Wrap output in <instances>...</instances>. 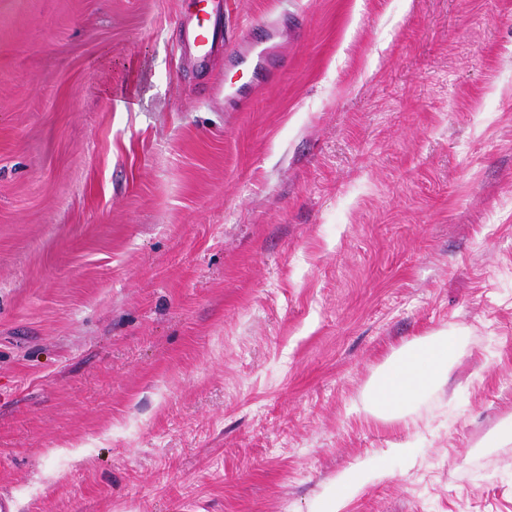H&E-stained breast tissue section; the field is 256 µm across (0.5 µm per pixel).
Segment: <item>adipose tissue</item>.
I'll return each instance as SVG.
<instances>
[{"mask_svg": "<svg viewBox=\"0 0 512 512\" xmlns=\"http://www.w3.org/2000/svg\"><path fill=\"white\" fill-rule=\"evenodd\" d=\"M454 336L440 331L406 342L370 380L365 407L372 418L392 425L402 421L418 397L447 385L457 363ZM383 469L360 465L338 473L315 501L314 512H343L366 484L384 477Z\"/></svg>", "mask_w": 512, "mask_h": 512, "instance_id": "adipose-tissue-1", "label": "adipose tissue"}]
</instances>
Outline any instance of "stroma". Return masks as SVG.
Returning <instances> with one entry per match:
<instances>
[{
    "label": "stroma",
    "instance_id": "35a3bbf8",
    "mask_svg": "<svg viewBox=\"0 0 512 512\" xmlns=\"http://www.w3.org/2000/svg\"><path fill=\"white\" fill-rule=\"evenodd\" d=\"M0 0V495L12 512H512V0ZM279 19L242 108L208 94ZM458 341L396 425L365 389ZM396 443L414 460L385 458ZM214 1L216 0H191L195 11L186 16L183 23L186 47L201 62L212 57L217 42L216 21L212 22ZM457 351L456 338L448 335V331L406 342L370 380L366 410L383 424L402 421L415 399L448 384L457 363ZM512 443V415L503 417L477 446L478 448H500ZM385 475L386 471L383 469L368 465L355 466L338 473L316 499L313 512H342L348 500L366 484Z\"/></svg>",
    "mask_w": 512,
    "mask_h": 512
}]
</instances>
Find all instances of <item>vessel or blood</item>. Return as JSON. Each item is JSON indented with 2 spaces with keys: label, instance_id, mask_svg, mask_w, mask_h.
<instances>
[{
  "label": "vessel or blood",
  "instance_id": "1",
  "mask_svg": "<svg viewBox=\"0 0 512 512\" xmlns=\"http://www.w3.org/2000/svg\"><path fill=\"white\" fill-rule=\"evenodd\" d=\"M195 10L186 16L183 23V35L186 46L199 60L212 57L217 42L216 25L212 21L214 0H192ZM265 38L259 42H245L234 57L225 62L228 72L236 74L237 79L224 85L226 101L237 104L246 101L257 86L255 73L270 77L271 71L266 65L267 59L275 50V41L280 35L277 22L264 25Z\"/></svg>",
  "mask_w": 512,
  "mask_h": 512
}]
</instances>
